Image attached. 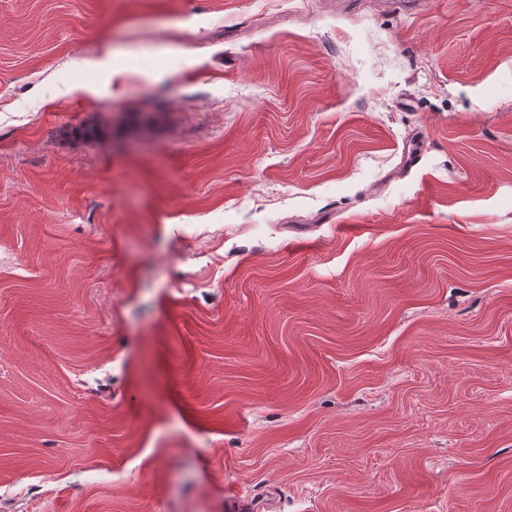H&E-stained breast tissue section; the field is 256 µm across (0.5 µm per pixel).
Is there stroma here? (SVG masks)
Returning a JSON list of instances; mask_svg holds the SVG:
<instances>
[{"label":"stroma","mask_w":512,"mask_h":512,"mask_svg":"<svg viewBox=\"0 0 512 512\" xmlns=\"http://www.w3.org/2000/svg\"><path fill=\"white\" fill-rule=\"evenodd\" d=\"M243 503L512 512V0H0V506Z\"/></svg>","instance_id":"stroma-1"}]
</instances>
